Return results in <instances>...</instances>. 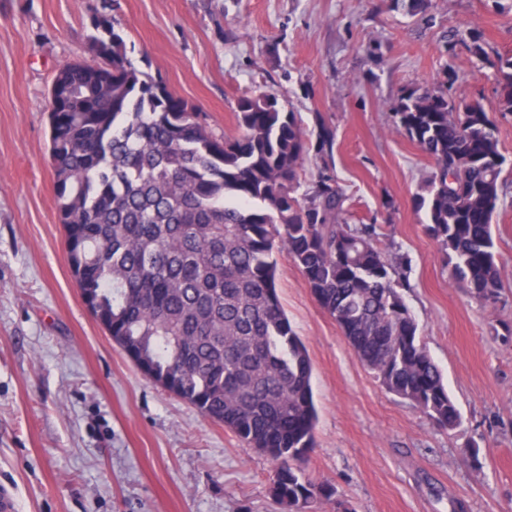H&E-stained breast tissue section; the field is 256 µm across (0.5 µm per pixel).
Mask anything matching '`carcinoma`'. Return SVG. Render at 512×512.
<instances>
[{
    "mask_svg": "<svg viewBox=\"0 0 512 512\" xmlns=\"http://www.w3.org/2000/svg\"><path fill=\"white\" fill-rule=\"evenodd\" d=\"M407 17L431 0H390ZM89 43L102 64L71 61L49 112L59 223L81 298L141 373L278 463L270 495L285 512L311 503L353 512L336 489L296 466L314 447L308 349L277 292L275 253L288 256L356 360L390 393L455 431L461 413L403 295L410 260L378 246L377 225L354 219L336 180L319 172L299 193L310 145L297 113L273 93L239 99L238 132L128 57L124 28L103 2ZM459 41L476 58L481 38ZM499 111L512 112V57L497 65ZM395 128L434 161L414 197L450 275L480 301L501 283L493 216L506 182L497 125L478 100L441 85L393 107Z\"/></svg>",
    "mask_w": 512,
    "mask_h": 512,
    "instance_id": "cac0c4a2",
    "label": "carcinoma"
}]
</instances>
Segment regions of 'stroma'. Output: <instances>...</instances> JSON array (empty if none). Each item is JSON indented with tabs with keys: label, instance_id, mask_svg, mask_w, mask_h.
<instances>
[{
	"label": "stroma",
	"instance_id": "stroma-1",
	"mask_svg": "<svg viewBox=\"0 0 512 512\" xmlns=\"http://www.w3.org/2000/svg\"><path fill=\"white\" fill-rule=\"evenodd\" d=\"M101 0H0V487L18 512H282L264 453L147 380L82 301L58 221L49 91L60 65L94 62ZM129 58L237 131L241 97L276 93L308 139L335 132L328 166L345 208L411 261L407 304L462 414L455 433L359 364L300 270L278 252L283 308L313 365L318 419L302 463L354 512H512V186L493 218L495 303L451 282L413 198L433 161L393 126L405 92L454 80L496 114L512 183V114L496 69L512 56V0H112ZM479 33L472 56L454 29Z\"/></svg>",
	"mask_w": 512,
	"mask_h": 512
}]
</instances>
